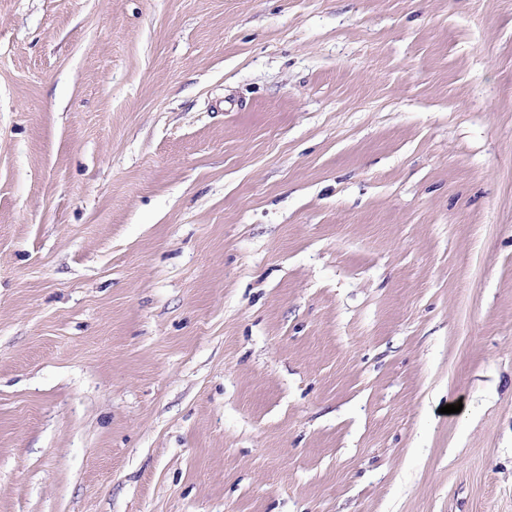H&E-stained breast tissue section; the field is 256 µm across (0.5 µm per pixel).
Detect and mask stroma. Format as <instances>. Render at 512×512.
Instances as JSON below:
<instances>
[{"instance_id":"obj_1","label":"stroma","mask_w":512,"mask_h":512,"mask_svg":"<svg viewBox=\"0 0 512 512\" xmlns=\"http://www.w3.org/2000/svg\"><path fill=\"white\" fill-rule=\"evenodd\" d=\"M0 512H512V0H0Z\"/></svg>"}]
</instances>
